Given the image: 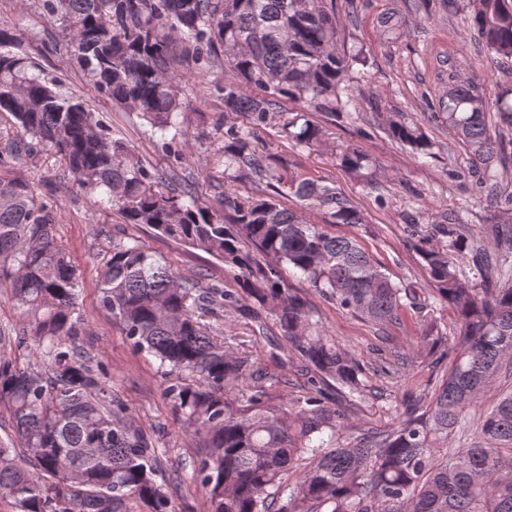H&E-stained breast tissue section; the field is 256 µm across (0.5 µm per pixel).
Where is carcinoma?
I'll return each instance as SVG.
<instances>
[{"label":"carcinoma","instance_id":"obj_1","mask_svg":"<svg viewBox=\"0 0 512 512\" xmlns=\"http://www.w3.org/2000/svg\"><path fill=\"white\" fill-rule=\"evenodd\" d=\"M495 65L512 61V0H448ZM60 22L70 56L94 89L172 132L163 145L181 152L180 78L190 63L200 73L229 66L218 92L224 111L244 118L224 128V170L265 186L259 195L227 188L216 205L197 197L193 181L166 175L112 137L89 103L69 97L30 57L0 52V116L16 135L3 137L0 168L28 163L48 147L76 185L100 191L125 223L148 228L221 264L232 287L208 273H182L139 240L113 238L98 288L136 354L153 358L163 394L201 452L195 480L207 512H512V392L495 395L476 418L470 412L494 389L512 360V221L491 227L494 252L466 245L475 268L463 281L448 252L422 251L433 290L418 294L394 281L355 236L336 235L285 205L306 202L330 224L365 223L358 207L321 177L283 173L268 163L254 133L283 125L288 141L322 145L318 122L287 115L319 112L334 119L358 112L352 85L363 50L339 38L335 0H43ZM442 116L480 164L478 194L512 206L500 168L512 159V86L487 100L473 79L448 85ZM393 141L423 163L433 144L420 124L391 118ZM336 165L357 177L371 163L363 147H335ZM458 215L435 225L457 247ZM299 275L342 309L380 328L413 322L428 343L433 307L446 304L460 347L430 403L417 400L407 418L386 429H345L339 399L373 396L368 374L390 377L408 359L397 350L367 365L336 344L314 320L310 301L289 288ZM0 288L32 317L40 363L0 366V413L17 440L0 441V502L12 512H175L168 485L153 466L154 435L129 413L124 395L92 366L78 343L79 274L59 242L51 208L31 183L0 173ZM245 312L259 327L272 320L283 352L308 374L301 394L288 377L247 351L225 347L204 318L224 308ZM473 437L448 447L451 436ZM303 468L295 484L288 471Z\"/></svg>","mask_w":512,"mask_h":512}]
</instances>
